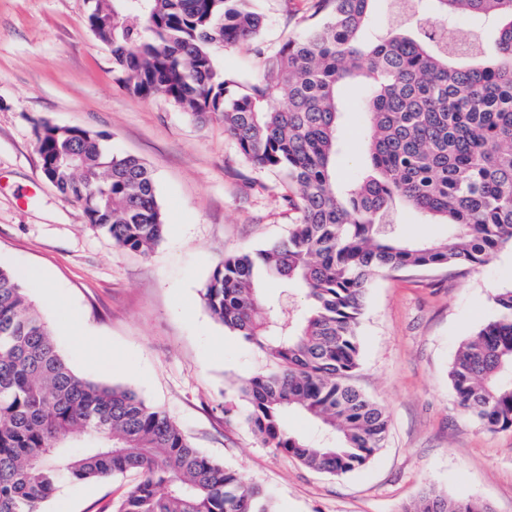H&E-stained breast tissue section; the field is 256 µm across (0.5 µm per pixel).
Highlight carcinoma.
Listing matches in <instances>:
<instances>
[{
  "label": "carcinoma",
  "mask_w": 512,
  "mask_h": 512,
  "mask_svg": "<svg viewBox=\"0 0 512 512\" xmlns=\"http://www.w3.org/2000/svg\"><path fill=\"white\" fill-rule=\"evenodd\" d=\"M376 2L314 0L315 22L235 93L214 49L257 39L256 0H94L88 17L131 95L162 94L201 123L221 119L247 161L283 175L296 213L288 235L226 256L202 300L276 365L240 387L254 434L336 476L365 466L389 423L350 382L372 276L480 267L512 246V0H414L413 17L427 2L442 30L459 16L494 25L495 39L475 31L465 54L410 22L368 37ZM358 78L368 88L367 171L339 183V91ZM36 140L59 192L117 246L145 255L162 239L141 159L104 160L102 135L87 129L46 123ZM406 206L448 225V237L405 238L396 218ZM268 281L300 290L303 313L264 298ZM494 301L496 316L448 371L458 405L489 432L512 428V287ZM292 409L334 441L291 431ZM73 441L83 442L76 455ZM127 472L139 479L113 512H273L269 493L203 455L134 389L77 376L18 277L0 267V512H44L63 482ZM406 512L490 510L429 487Z\"/></svg>",
  "instance_id": "cac0c4a2"
}]
</instances>
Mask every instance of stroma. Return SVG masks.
<instances>
[{"label":"stroma","mask_w":512,"mask_h":512,"mask_svg":"<svg viewBox=\"0 0 512 512\" xmlns=\"http://www.w3.org/2000/svg\"><path fill=\"white\" fill-rule=\"evenodd\" d=\"M91 5L0 0V266L22 278L71 368L137 390L195 448L268 492L276 512H404L428 487L512 512V429H482L448 381L460 344L512 286V247L464 272L370 280L353 383L385 407L390 427L365 467L334 476L263 445L244 420L239 386L274 362L215 321L202 293L225 256L287 234L295 214L286 187L242 158L222 121L200 124L164 95L129 94L88 28ZM258 5V39L214 51L242 81L311 13L308 0ZM364 104L363 85L343 92L342 181L366 171ZM46 122L100 133L108 153L149 166L166 220L149 255L114 245L45 179L36 131ZM135 482L128 473L66 483L44 512H111Z\"/></svg>","instance_id":"obj_1"}]
</instances>
